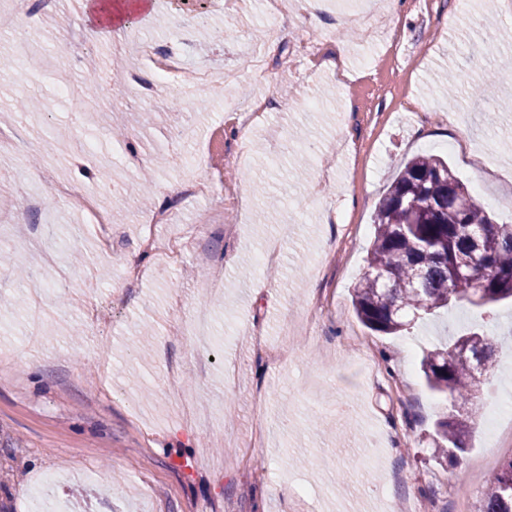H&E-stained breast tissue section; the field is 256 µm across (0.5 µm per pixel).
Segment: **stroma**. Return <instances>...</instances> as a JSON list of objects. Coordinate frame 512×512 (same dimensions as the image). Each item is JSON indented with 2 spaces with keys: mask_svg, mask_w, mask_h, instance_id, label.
Wrapping results in <instances>:
<instances>
[{
  "mask_svg": "<svg viewBox=\"0 0 512 512\" xmlns=\"http://www.w3.org/2000/svg\"><path fill=\"white\" fill-rule=\"evenodd\" d=\"M91 2L60 0L58 11L34 16L37 63L0 72L1 107L41 101L24 122L0 120V138L14 144L0 155V296L24 299L0 312V352L14 355L0 378V512H36L28 487L47 474L72 512H395L428 501L437 512H477L512 440L491 443L479 426L464 453L436 461L429 434L445 403L419 361L453 334L486 326L494 371L474 403L484 416L491 396L512 398V302L455 307L384 335L356 318L349 290L366 269L374 207L414 155L447 157L494 221L512 224V80L491 97L495 125L470 94L485 70L512 57V14L495 0H431L427 12L402 0L393 15L377 0L379 27L400 37L391 46L367 30L356 0H327L319 19L281 28L258 0L223 14L209 13V0H148L98 38L88 31ZM203 14L237 38L209 40L195 25ZM349 30L358 34L346 41L350 84L323 65L289 66L299 40L323 43L326 58ZM186 31L189 68L238 73L231 89L213 81L205 106L176 107L174 87L147 106L119 107L123 143L109 137L110 122L72 112L59 93L94 54L106 61L99 89L128 97L135 61L124 53L110 66L113 48L136 35L173 47ZM258 42L268 54L261 71L247 62ZM448 74L460 84L453 101L438 85ZM260 94L275 107L244 134L236 114ZM76 136L92 141L91 157L50 158L57 140ZM244 138L247 164H225ZM93 167L111 169L118 187L96 199L112 217L105 241L55 192L66 184L95 194L83 174ZM148 167L156 173L147 207L130 187ZM190 169L212 178L215 193L159 227L188 237L181 262L146 255V276L127 284L128 258L146 254L143 218ZM25 185L40 191V212L19 206ZM265 192L283 206L266 208ZM235 222L241 235H226ZM274 241L279 261L259 264ZM30 258L48 277L17 289L11 271ZM316 302L309 340L297 325ZM146 325L163 353L141 360L130 349ZM258 340L287 358L256 356ZM398 381L412 396L397 397ZM276 484L295 491L275 493Z\"/></svg>",
  "mask_w": 512,
  "mask_h": 512,
  "instance_id": "1",
  "label": "stroma"
}]
</instances>
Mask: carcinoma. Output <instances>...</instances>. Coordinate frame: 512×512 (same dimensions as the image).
Returning a JSON list of instances; mask_svg holds the SVG:
<instances>
[{
	"instance_id": "1",
	"label": "carcinoma",
	"mask_w": 512,
	"mask_h": 512,
	"mask_svg": "<svg viewBox=\"0 0 512 512\" xmlns=\"http://www.w3.org/2000/svg\"><path fill=\"white\" fill-rule=\"evenodd\" d=\"M98 71L80 79L78 103L95 98ZM485 281L475 289L474 281ZM356 317L369 329L396 334L442 308L466 302L482 308L512 297V224H497L448 165L435 155L409 160L379 201L366 271L352 288ZM489 371L491 337L469 333ZM459 337L429 350L421 369L429 389L451 401L435 423L432 444L441 457L466 449L475 412L461 413L476 387L473 359L456 354ZM479 512H512V458L483 493Z\"/></svg>"
}]
</instances>
